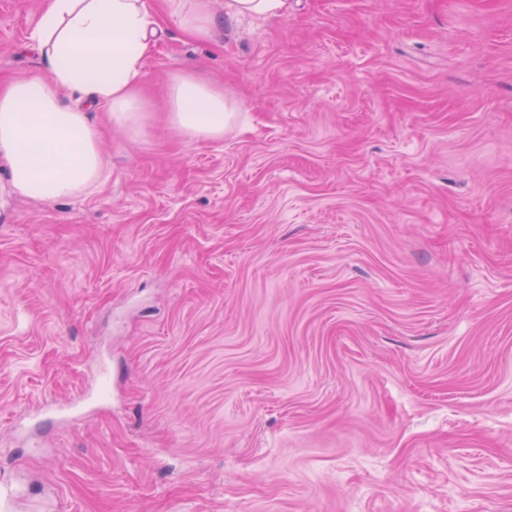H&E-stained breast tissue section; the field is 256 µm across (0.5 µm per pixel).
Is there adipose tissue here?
Here are the masks:
<instances>
[{
	"label": "adipose tissue",
	"instance_id": "obj_1",
	"mask_svg": "<svg viewBox=\"0 0 512 512\" xmlns=\"http://www.w3.org/2000/svg\"><path fill=\"white\" fill-rule=\"evenodd\" d=\"M169 17L195 39L211 38L217 17L210 0H165ZM153 20L146 0H48L29 39L42 67L0 85V156L11 164L20 195L54 202L98 184L106 163L86 110L107 108L113 126L142 134L151 106L139 88ZM77 95L68 103L64 94ZM168 122L191 140L223 138L236 112L220 89L194 69L167 84Z\"/></svg>",
	"mask_w": 512,
	"mask_h": 512
}]
</instances>
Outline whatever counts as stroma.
Instances as JSON below:
<instances>
[{"label": "stroma", "instance_id": "obj_1", "mask_svg": "<svg viewBox=\"0 0 512 512\" xmlns=\"http://www.w3.org/2000/svg\"><path fill=\"white\" fill-rule=\"evenodd\" d=\"M46 0H0V81ZM151 0L144 134L76 200L0 157L12 512H512V0ZM195 64L239 109L159 110ZM65 414L43 411L44 402ZM169 17L199 41L211 38L217 25V17L210 0H165ZM288 11V0H225L224 14L238 17H268ZM166 93L170 127L190 140L223 138L237 111L224 100V91L205 82L192 68L173 73Z\"/></svg>", "mask_w": 512, "mask_h": 512}]
</instances>
